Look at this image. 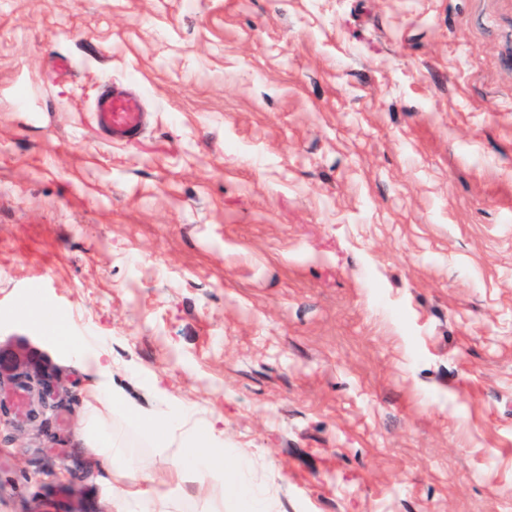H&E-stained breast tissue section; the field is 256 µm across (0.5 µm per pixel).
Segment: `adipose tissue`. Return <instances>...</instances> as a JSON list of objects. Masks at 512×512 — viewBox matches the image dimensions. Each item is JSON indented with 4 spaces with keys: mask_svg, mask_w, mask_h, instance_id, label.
Wrapping results in <instances>:
<instances>
[{
    "mask_svg": "<svg viewBox=\"0 0 512 512\" xmlns=\"http://www.w3.org/2000/svg\"><path fill=\"white\" fill-rule=\"evenodd\" d=\"M70 351L76 362L90 375L82 432L94 449L104 470L120 468L123 481L111 485L109 503L112 512H175L171 498L149 494L157 478L140 462L130 459L112 438L103 410H116L148 428L164 433L165 446L173 450L170 477L180 485L195 488V501L201 512H235L239 502H247L250 512H273L274 498L268 486L254 482V462L245 456L227 464L222 432L215 421L198 422L193 409L182 405H164L153 412L134 410L112 390V356L107 348L82 338H73ZM231 481L235 496L229 502L212 501V487Z\"/></svg>",
    "mask_w": 512,
    "mask_h": 512,
    "instance_id": "1",
    "label": "adipose tissue"
}]
</instances>
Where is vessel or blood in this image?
Masks as SVG:
<instances>
[{
  "mask_svg": "<svg viewBox=\"0 0 512 512\" xmlns=\"http://www.w3.org/2000/svg\"><path fill=\"white\" fill-rule=\"evenodd\" d=\"M94 121L102 136L126 142L139 136L147 123L141 98L132 92L104 88L94 101Z\"/></svg>",
  "mask_w": 512,
  "mask_h": 512,
  "instance_id": "1",
  "label": "vessel or blood"
}]
</instances>
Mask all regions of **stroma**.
<instances>
[{
  "label": "stroma",
  "mask_w": 512,
  "mask_h": 512,
  "mask_svg": "<svg viewBox=\"0 0 512 512\" xmlns=\"http://www.w3.org/2000/svg\"><path fill=\"white\" fill-rule=\"evenodd\" d=\"M34 303L275 512H512V0H0V512H110ZM94 121L111 142H126L139 136L147 123L141 98L129 91L106 87L94 101Z\"/></svg>",
  "instance_id": "1"
}]
</instances>
